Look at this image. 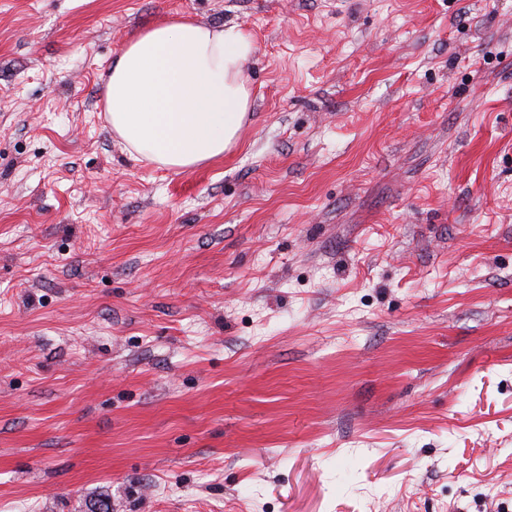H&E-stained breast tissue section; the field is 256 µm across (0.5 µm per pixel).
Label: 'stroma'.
Listing matches in <instances>:
<instances>
[{
	"label": "stroma",
	"mask_w": 512,
	"mask_h": 512,
	"mask_svg": "<svg viewBox=\"0 0 512 512\" xmlns=\"http://www.w3.org/2000/svg\"><path fill=\"white\" fill-rule=\"evenodd\" d=\"M257 52L174 173L137 30ZM512 512V0H0V512ZM256 50L239 25L178 14L138 32L108 72L112 133L135 161L176 173L223 158L251 109L244 68Z\"/></svg>",
	"instance_id": "1"
}]
</instances>
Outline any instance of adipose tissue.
I'll use <instances>...</instances> for the list:
<instances>
[{
	"label": "adipose tissue",
	"mask_w": 512,
	"mask_h": 512,
	"mask_svg": "<svg viewBox=\"0 0 512 512\" xmlns=\"http://www.w3.org/2000/svg\"><path fill=\"white\" fill-rule=\"evenodd\" d=\"M256 50L241 26L178 14L138 32L108 73L113 134L132 159L176 173L223 158L251 109L245 65Z\"/></svg>",
	"instance_id": "adipose-tissue-1"
}]
</instances>
